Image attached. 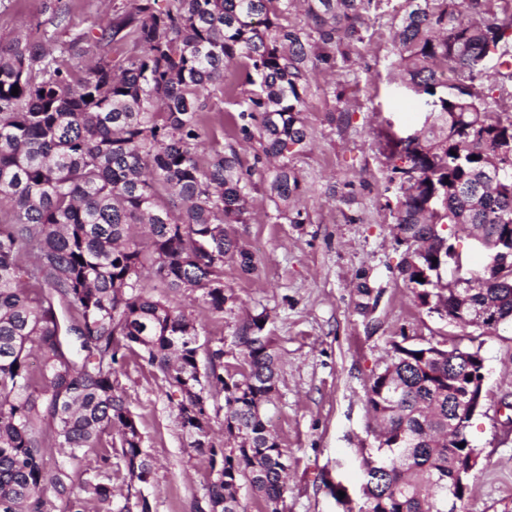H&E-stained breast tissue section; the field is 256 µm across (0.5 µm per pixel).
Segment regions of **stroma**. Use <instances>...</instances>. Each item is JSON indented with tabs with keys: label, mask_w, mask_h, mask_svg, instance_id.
I'll list each match as a JSON object with an SVG mask.
<instances>
[{
	"label": "stroma",
	"mask_w": 512,
	"mask_h": 512,
	"mask_svg": "<svg viewBox=\"0 0 512 512\" xmlns=\"http://www.w3.org/2000/svg\"><path fill=\"white\" fill-rule=\"evenodd\" d=\"M129 0H0V43L32 28L52 43L97 35L101 20ZM404 0H383L369 35L351 62L316 74L305 114L310 150L294 164L302 179L306 223L276 217L264 191L251 194L255 221L232 232L258 261L254 274L224 263V283L237 302L217 312L198 295L170 294L199 334L198 361L209 369V348L223 346L225 366L242 357L232 334L247 314L267 313L278 357L277 391L266 407L271 428L288 453V489L279 512H356L364 483L362 457L376 444L367 386L408 336L442 340L449 327L418 306L405 281V248L393 234L395 198L385 132H413L424 120L418 97L397 87L387 64L393 56L390 23ZM345 91L339 111L333 89ZM466 341L485 359V398L466 435L480 454L464 512H512V325L491 334L467 328ZM118 379L135 416L153 478L132 481L112 463V506L146 496L152 512H197L211 480L205 455L183 435L173 392L140 356L122 361Z\"/></svg>",
	"instance_id": "35a3bbf8"
}]
</instances>
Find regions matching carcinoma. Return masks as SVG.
Here are the masks:
<instances>
[{"mask_svg": "<svg viewBox=\"0 0 512 512\" xmlns=\"http://www.w3.org/2000/svg\"><path fill=\"white\" fill-rule=\"evenodd\" d=\"M494 0H405L392 25L394 80L420 97L424 122L412 138L388 139L401 268L418 305L448 304L443 226L464 229L497 261L484 266L469 307L490 302L512 322V113L490 110L482 80L512 99V11ZM373 0H130L100 27L97 42L131 41L142 51L114 70L99 60L83 72L26 36L0 44V512H112V457L147 484L152 464L122 396L117 366L146 359L180 393L189 447L208 455V512H243L238 490L276 505L286 492L288 455L265 417L276 387L268 314L244 319L233 344L245 362L225 369L224 346L209 349L201 375L198 332L154 278L175 292H202L222 312L236 303L224 258L244 274L252 253L229 232L251 220L258 174L276 217L306 223L293 160L309 146L305 123L317 71L347 63L368 33ZM303 11L308 28L290 16ZM242 62L238 112L227 141L212 140L202 165L207 101L224 87V67ZM18 87V95L11 94ZM257 140L242 165L238 139ZM170 191L166 203L156 186ZM209 251L204 252L199 244ZM441 257L442 266L433 264ZM441 271H436V268ZM423 281L416 280V277ZM68 311L64 317L62 311ZM367 403L379 427L363 457L358 512H448L465 496L455 473L469 449L467 426L448 433L447 341L392 342ZM224 393V434L208 440L209 405ZM51 427L67 461L50 469L39 437ZM119 432V442L103 441ZM464 447H458V444ZM97 466L74 487L70 464L88 449Z\"/></svg>", "mask_w": 512, "mask_h": 512, "instance_id": "obj_1", "label": "carcinoma"}]
</instances>
